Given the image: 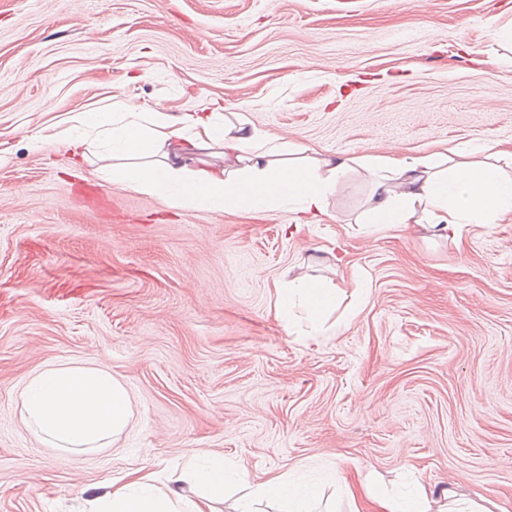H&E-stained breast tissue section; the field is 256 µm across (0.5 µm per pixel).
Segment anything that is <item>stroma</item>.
<instances>
[{
  "label": "stroma",
  "instance_id": "stroma-1",
  "mask_svg": "<svg viewBox=\"0 0 512 512\" xmlns=\"http://www.w3.org/2000/svg\"><path fill=\"white\" fill-rule=\"evenodd\" d=\"M508 24L512 0H0V512H82L197 452L224 459L215 512L244 474L319 485V512H350L357 483L512 512V214L459 243L370 234L360 172L334 222L184 213L65 145L75 116L123 101L216 103L338 156L508 147L512 44L491 34ZM315 272L340 289L335 321L288 334L274 288ZM52 364L124 384L131 421L108 447L24 424L20 391Z\"/></svg>",
  "mask_w": 512,
  "mask_h": 512
}]
</instances>
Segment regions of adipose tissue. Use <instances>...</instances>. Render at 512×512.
<instances>
[{
	"instance_id": "ef3b65f1",
	"label": "adipose tissue",
	"mask_w": 512,
	"mask_h": 512,
	"mask_svg": "<svg viewBox=\"0 0 512 512\" xmlns=\"http://www.w3.org/2000/svg\"><path fill=\"white\" fill-rule=\"evenodd\" d=\"M105 126L99 113L75 119L81 132L69 137L73 162L87 160L89 137L102 134L113 160L109 179L181 211L264 214L292 206L295 224H318L330 217L328 198L337 183L362 169L371 183L361 223L374 229L419 224L435 236L461 241L470 227H488L512 213V149L475 141L422 156L323 157L298 145H275L237 112L203 109L171 115L160 109L126 111ZM336 284L313 278L276 290V314L293 325L296 307L311 322L335 308ZM25 419L53 447L92 451L106 447L131 419L125 386L103 368L48 365L20 393ZM178 482L200 490L184 499L168 487L133 477L95 500V512H212L224 492V461L210 457L182 471ZM253 497L284 502L286 512H313L316 492L271 477L251 486ZM354 512H494L493 502L463 500L452 490L419 491L396 501L351 490Z\"/></svg>"
}]
</instances>
